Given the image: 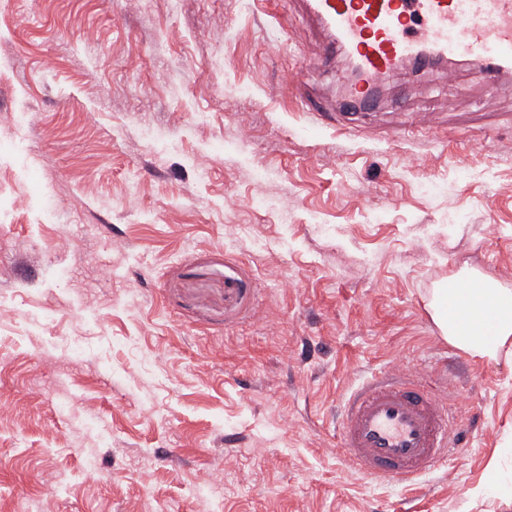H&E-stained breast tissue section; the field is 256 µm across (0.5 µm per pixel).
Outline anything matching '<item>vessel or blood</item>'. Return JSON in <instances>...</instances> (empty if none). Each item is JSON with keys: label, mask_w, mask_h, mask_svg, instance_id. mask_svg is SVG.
<instances>
[{"label": "vessel or blood", "mask_w": 512, "mask_h": 512, "mask_svg": "<svg viewBox=\"0 0 512 512\" xmlns=\"http://www.w3.org/2000/svg\"><path fill=\"white\" fill-rule=\"evenodd\" d=\"M327 33L323 60L349 55L357 80L343 114L376 103L380 81L404 62L424 68L472 61L479 78L512 73V0H300ZM339 443L350 465L374 479L409 482L434 471L458 438L440 399L392 369L343 401Z\"/></svg>", "instance_id": "obj_1"}]
</instances>
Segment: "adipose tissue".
<instances>
[{"instance_id":"1","label":"adipose tissue","mask_w":512,"mask_h":512,"mask_svg":"<svg viewBox=\"0 0 512 512\" xmlns=\"http://www.w3.org/2000/svg\"><path fill=\"white\" fill-rule=\"evenodd\" d=\"M432 318L450 344L495 356L512 340V290L487 276L449 281L436 293Z\"/></svg>"}]
</instances>
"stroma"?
<instances>
[{"instance_id": "35a3bbf8", "label": "stroma", "mask_w": 512, "mask_h": 512, "mask_svg": "<svg viewBox=\"0 0 512 512\" xmlns=\"http://www.w3.org/2000/svg\"><path fill=\"white\" fill-rule=\"evenodd\" d=\"M296 0H0V512H512V342L427 309L512 269V81L403 68L338 123ZM417 375L415 486L333 413ZM338 436L345 458L362 475L402 482L431 473L459 445L440 399L395 369L342 402Z\"/></svg>"}]
</instances>
